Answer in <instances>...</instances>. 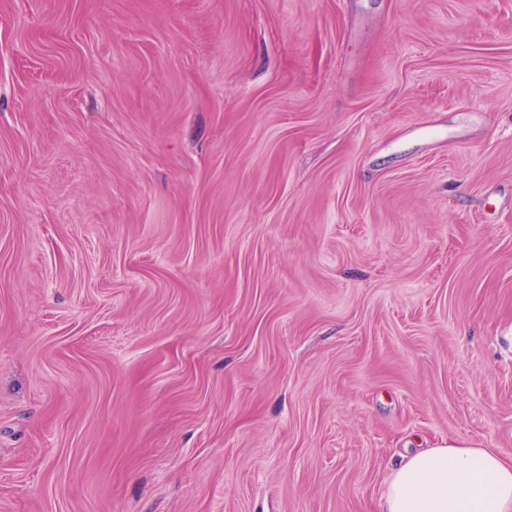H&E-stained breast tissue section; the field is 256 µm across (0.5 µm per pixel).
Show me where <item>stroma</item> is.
I'll use <instances>...</instances> for the list:
<instances>
[{
	"mask_svg": "<svg viewBox=\"0 0 512 512\" xmlns=\"http://www.w3.org/2000/svg\"><path fill=\"white\" fill-rule=\"evenodd\" d=\"M512 457V0H0V512H377ZM378 512H512V458L467 440L414 449L391 468Z\"/></svg>",
	"mask_w": 512,
	"mask_h": 512,
	"instance_id": "35a3bbf8",
	"label": "stroma"
}]
</instances>
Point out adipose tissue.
<instances>
[{
    "instance_id": "adipose-tissue-1",
    "label": "adipose tissue",
    "mask_w": 512,
    "mask_h": 512,
    "mask_svg": "<svg viewBox=\"0 0 512 512\" xmlns=\"http://www.w3.org/2000/svg\"><path fill=\"white\" fill-rule=\"evenodd\" d=\"M379 512H512V458L467 440L414 449L391 468Z\"/></svg>"
}]
</instances>
